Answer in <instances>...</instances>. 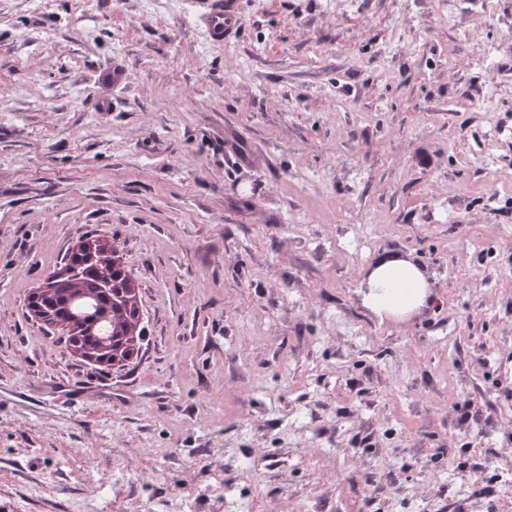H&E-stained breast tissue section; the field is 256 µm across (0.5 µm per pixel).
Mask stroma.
I'll return each mask as SVG.
<instances>
[{
    "label": "stroma",
    "mask_w": 512,
    "mask_h": 512,
    "mask_svg": "<svg viewBox=\"0 0 512 512\" xmlns=\"http://www.w3.org/2000/svg\"><path fill=\"white\" fill-rule=\"evenodd\" d=\"M208 2L0 0V512H224L217 473L250 512H512V140L474 154L464 16L418 0L383 67L394 0H237L202 72ZM90 237L140 299L115 365L27 308ZM384 255L429 286L400 320ZM382 292H373L374 286ZM370 306L381 317L398 318L421 306L428 288L420 269L406 260L381 258L370 273Z\"/></svg>",
    "instance_id": "1"
}]
</instances>
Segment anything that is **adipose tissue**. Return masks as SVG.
<instances>
[{
    "mask_svg": "<svg viewBox=\"0 0 512 512\" xmlns=\"http://www.w3.org/2000/svg\"><path fill=\"white\" fill-rule=\"evenodd\" d=\"M374 290L370 306L379 316L398 318L421 306L427 296V282L414 264L406 260L379 259L369 277Z\"/></svg>",
    "mask_w": 512,
    "mask_h": 512,
    "instance_id": "ef3b65f1",
    "label": "adipose tissue"
}]
</instances>
